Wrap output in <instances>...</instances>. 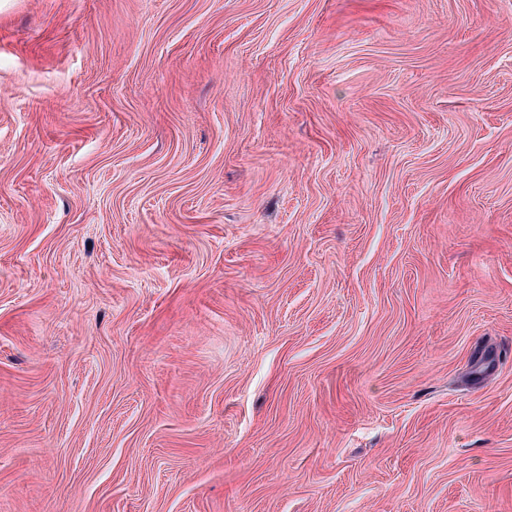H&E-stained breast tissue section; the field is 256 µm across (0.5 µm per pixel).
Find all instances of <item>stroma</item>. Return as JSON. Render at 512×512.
<instances>
[{
  "label": "stroma",
  "instance_id": "1",
  "mask_svg": "<svg viewBox=\"0 0 512 512\" xmlns=\"http://www.w3.org/2000/svg\"><path fill=\"white\" fill-rule=\"evenodd\" d=\"M0 512H512V0H0Z\"/></svg>",
  "mask_w": 512,
  "mask_h": 512
}]
</instances>
